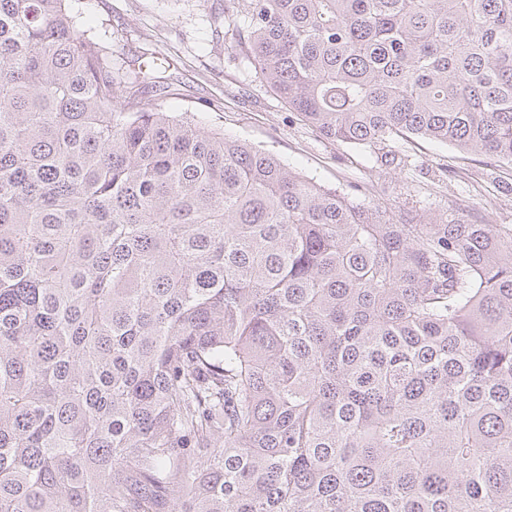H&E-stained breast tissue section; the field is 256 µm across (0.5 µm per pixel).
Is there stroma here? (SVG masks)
Returning <instances> with one entry per match:
<instances>
[{"instance_id": "obj_1", "label": "stroma", "mask_w": 512, "mask_h": 512, "mask_svg": "<svg viewBox=\"0 0 512 512\" xmlns=\"http://www.w3.org/2000/svg\"><path fill=\"white\" fill-rule=\"evenodd\" d=\"M82 22L114 55L168 58L162 78L172 93L160 100L225 135L274 153L319 183L389 206L397 219L465 214L512 224V165L462 161L441 143L399 142L394 156L322 137L255 73L238 48L242 15L227 0H78Z\"/></svg>"}]
</instances>
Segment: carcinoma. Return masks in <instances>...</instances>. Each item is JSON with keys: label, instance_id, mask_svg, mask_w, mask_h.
<instances>
[{"label": "carcinoma", "instance_id": "1", "mask_svg": "<svg viewBox=\"0 0 512 512\" xmlns=\"http://www.w3.org/2000/svg\"><path fill=\"white\" fill-rule=\"evenodd\" d=\"M0 0V512H512V225L399 223ZM327 139L512 165V0H233Z\"/></svg>", "mask_w": 512, "mask_h": 512}]
</instances>
